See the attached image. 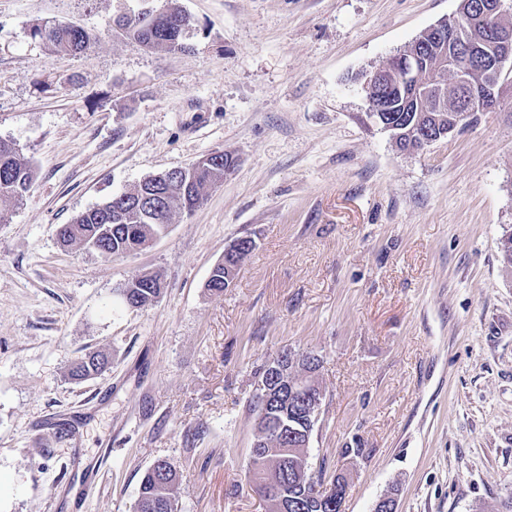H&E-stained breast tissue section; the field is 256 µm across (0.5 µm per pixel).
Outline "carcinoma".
Returning a JSON list of instances; mask_svg holds the SVG:
<instances>
[{"label": "carcinoma", "mask_w": 512, "mask_h": 512, "mask_svg": "<svg viewBox=\"0 0 512 512\" xmlns=\"http://www.w3.org/2000/svg\"><path fill=\"white\" fill-rule=\"evenodd\" d=\"M192 26L191 17L177 8H170L154 17L143 16L130 27H124L126 36L141 45L161 51L187 49L182 31ZM32 39L42 43L53 53L76 55L91 45L89 33L81 26L44 21L31 28ZM392 120L400 131L413 124L430 126L446 131L460 124L470 125L462 112H433L427 106L416 107L404 102L399 95L392 99ZM231 168V156L220 153L193 169L184 181L173 182L167 188L164 211L146 219L141 214V200L135 196L114 203H105L87 209L70 223L59 227V240L65 247L87 249L93 239H98L99 254L106 258L123 256L148 248L166 231L165 217L172 213L190 212L206 198L213 186L224 182V170ZM35 179L32 166L22 159L18 149L0 140V198L20 201L31 191ZM138 287L126 294L124 287L115 289L117 296L131 308H146L158 303L164 290L161 277L154 273L136 276ZM110 356L102 350H90L82 355L69 371V378L82 381L106 371ZM253 410L261 418L259 432L251 449L253 476L264 485L276 490L271 498L288 503V512H336V501L322 498L318 489L334 486L341 476L326 477L324 467L305 480L301 476V461L288 454L286 448H270L268 444L280 441L281 421H288V431L295 435H312L317 420L311 403L300 395L288 396V402L277 401L263 393L252 400ZM178 481L176 469L165 460L150 466L140 483L139 495L133 512H176L174 487Z\"/></svg>", "instance_id": "carcinoma-1"}]
</instances>
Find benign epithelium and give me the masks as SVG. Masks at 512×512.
<instances>
[{"mask_svg":"<svg viewBox=\"0 0 512 512\" xmlns=\"http://www.w3.org/2000/svg\"><path fill=\"white\" fill-rule=\"evenodd\" d=\"M511 10L508 0H477L466 13L468 27L480 30L477 39L462 41L458 18L444 19L392 56L384 67L361 74L372 116L384 129L394 131L393 125L380 119V113L390 111V106L374 97L375 88L386 83L409 103H428L438 111L445 110L448 85L443 77L447 74L453 77L455 86L467 91L463 104L455 111L478 116L495 109L497 93L512 74V28L498 23V18ZM169 180L165 175L143 179L142 200H153L158 185ZM299 362L301 358L283 352L269 360L267 367L278 375L280 384H298L312 393V408L318 416L323 400L317 381L320 360H314L309 370Z\"/></svg>","mask_w":512,"mask_h":512,"instance_id":"1","label":"benign epithelium"}]
</instances>
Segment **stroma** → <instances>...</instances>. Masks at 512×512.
Instances as JSON below:
<instances>
[{"instance_id":"obj_1","label":"stroma","mask_w":512,"mask_h":512,"mask_svg":"<svg viewBox=\"0 0 512 512\" xmlns=\"http://www.w3.org/2000/svg\"><path fill=\"white\" fill-rule=\"evenodd\" d=\"M193 20L187 49L115 26L142 4ZM460 0H0V139L36 172L0 201V512H132L155 460L177 512H269L250 453L257 369L322 360L312 468L344 512H512V84L493 111L401 150L357 78ZM42 20L94 40H33ZM214 151L237 165L143 252L63 247L60 225ZM254 242L232 285L205 283ZM160 274L155 306L115 295ZM106 372L68 379L83 352ZM31 37L53 53L76 55L91 45V37L83 27L60 21L34 24Z\"/></svg>"}]
</instances>
